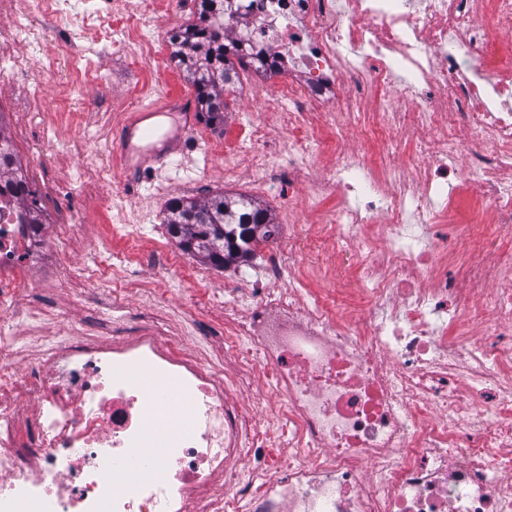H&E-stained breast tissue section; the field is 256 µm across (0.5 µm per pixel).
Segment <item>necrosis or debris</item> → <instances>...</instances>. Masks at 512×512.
I'll list each match as a JSON object with an SVG mask.
<instances>
[{"mask_svg":"<svg viewBox=\"0 0 512 512\" xmlns=\"http://www.w3.org/2000/svg\"><path fill=\"white\" fill-rule=\"evenodd\" d=\"M50 11L137 44L155 0L117 15L61 0H0V17ZM224 41L286 106L288 149L263 122L224 142L250 177L287 174L336 207L309 242L268 250L259 279L224 291L220 354L189 352L154 321L126 332L129 293L158 297L112 251L71 261L73 212L47 221L10 184L19 158L0 113V311L37 335L30 273L53 251L56 286L123 284L110 323L78 321L35 356L0 346V512H512V256L474 227L512 235V0H233ZM9 56L30 108L39 33ZM328 153L331 164L317 159ZM478 187L463 233L457 199ZM288 447L280 461L271 451Z\"/></svg>","mask_w":512,"mask_h":512,"instance_id":"necrosis-or-debris-1","label":"necrosis or debris"}]
</instances>
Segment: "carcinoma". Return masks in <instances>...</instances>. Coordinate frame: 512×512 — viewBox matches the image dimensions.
Instances as JSON below:
<instances>
[{
	"label": "carcinoma",
	"mask_w": 512,
	"mask_h": 512,
	"mask_svg": "<svg viewBox=\"0 0 512 512\" xmlns=\"http://www.w3.org/2000/svg\"><path fill=\"white\" fill-rule=\"evenodd\" d=\"M201 0L200 22L187 24L172 34V58L196 89L197 111L211 125L224 123V93L235 87V62L224 45V23L209 19V5ZM168 233L185 253L213 266L250 258L261 243L279 231L267 209L243 197L224 194L204 200L173 199L164 217Z\"/></svg>",
	"instance_id": "1"
}]
</instances>
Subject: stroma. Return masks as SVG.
Masks as SVG:
<instances>
[{
	"label": "stroma",
	"mask_w": 512,
	"mask_h": 512,
	"mask_svg": "<svg viewBox=\"0 0 512 512\" xmlns=\"http://www.w3.org/2000/svg\"><path fill=\"white\" fill-rule=\"evenodd\" d=\"M21 28L40 30L46 44L53 49V69L41 73L45 88L42 116H34L24 109L26 86L0 67V110L15 113L23 132L43 152L45 163L31 172L33 185L55 184L61 191L67 210L75 212L80 222L75 227L74 246L79 261L93 265L101 249V241L112 226L126 225L143 249L169 241L163 222L167 203L176 197L201 200L221 192L252 198L269 209L279 226L276 244H287L290 237H305L317 228L321 215L329 211L331 201L317 203L314 211L293 212L288 208V197L282 185L259 188L250 182L249 160L241 156L235 163L242 178L237 182L224 179V157L212 152V140L224 135H238L255 121L266 123L270 131L272 149L288 148V132L282 124L277 106H265V92L256 86L249 70L239 71V91L225 94L227 109L224 123L219 127L197 118L196 128L188 141L193 161L189 166L168 164L165 171H155L146 165L139 173H125L111 154L118 139L124 112L138 106L157 102L163 94L194 95L195 89L176 65L159 71L138 61V47L105 48L95 43L93 31L82 36L69 34L57 27L54 18L46 14H28L18 20ZM92 67L93 82L75 85L77 69ZM83 115L80 125H72V113ZM112 171L110 183H90L85 169L87 160ZM264 259L263 250L244 262L218 268L184 255L186 265L199 270L211 296L206 308L192 306L190 296L195 288L192 281L180 280L170 269L146 266L136 267L140 277L154 282L156 287L168 290L167 303L157 306L146 297L130 299L129 317L125 324L137 328L147 319H155L172 330L184 346L196 347L200 337L213 335L214 322L224 316V287L259 276ZM27 289V299L35 306L51 310L52 321L62 324L73 320L103 318L112 304V292L102 289L96 301H89L83 283L75 281L66 287L54 286L43 269H36Z\"/></svg>",
	"instance_id": "35a3bbf8"
}]
</instances>
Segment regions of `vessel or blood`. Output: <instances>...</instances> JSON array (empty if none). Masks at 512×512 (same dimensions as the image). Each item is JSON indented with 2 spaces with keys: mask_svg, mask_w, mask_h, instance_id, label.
<instances>
[{
  "mask_svg": "<svg viewBox=\"0 0 512 512\" xmlns=\"http://www.w3.org/2000/svg\"><path fill=\"white\" fill-rule=\"evenodd\" d=\"M169 115L175 118L172 130L158 134L154 118ZM194 125L192 102L180 95H166L161 104L126 113L114 152L127 172L140 170L150 162L165 165L172 155H180Z\"/></svg>",
  "mask_w": 512,
  "mask_h": 512,
  "instance_id": "vessel-or-blood-1",
  "label": "vessel or blood"
}]
</instances>
